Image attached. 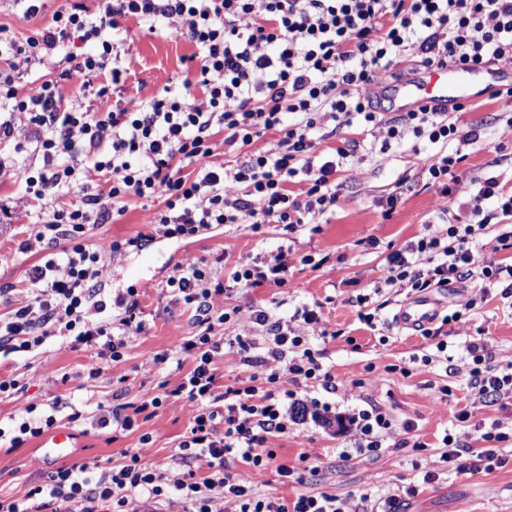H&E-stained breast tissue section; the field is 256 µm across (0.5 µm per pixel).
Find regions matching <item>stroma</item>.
<instances>
[{"label": "stroma", "mask_w": 512, "mask_h": 512, "mask_svg": "<svg viewBox=\"0 0 512 512\" xmlns=\"http://www.w3.org/2000/svg\"><path fill=\"white\" fill-rule=\"evenodd\" d=\"M114 40L121 64L134 74L124 92L131 101L153 97L178 82L184 70L183 57L196 51L187 41H175L136 24L129 34H115ZM511 113L512 102L485 95L468 100L465 110L458 112L460 124L472 123L480 128L485 147L470 152L462 163L463 177L455 194L448 198L426 188V178L419 172L412 150L413 136L396 143L387 141L385 130L380 128L369 133L355 125L342 129L341 137L362 141L365 157L343 165L337 172L339 199L335 212L322 217L319 225L299 227L294 234L298 254L325 255L328 263L318 270L296 267L283 288H260L251 297H216V306L224 309H244L251 299H264L281 315L293 313L302 304L320 302L326 319L341 331L338 338L314 343L322 364L341 388L335 397L338 410L356 405L358 397L344 396L343 391L359 383L361 395L382 406L396 428L411 424L427 443L422 450L383 448L347 456L343 453V435H328L310 422L297 427L287 438L274 440L273 451L279 461L292 466L298 465L303 455L318 458V472L305 475L302 483L286 486L275 472H266L264 491L288 497L298 493L329 492L342 497L365 493L376 499L400 486L415 490L406 499L405 512H512V460L488 474L459 475L440 469L437 448L444 433L457 436L496 419L512 420V404L475 408L469 423L463 425L456 418L458 408L466 404L467 344L481 339L492 346L496 356H512V298H502L496 285L478 278L454 282L434 292L433 298L444 314L463 311V304L471 296H484L474 309L463 311L462 320L448 324L452 360L445 367L410 363V356L419 358L427 354L428 348L417 332L393 322L405 295L385 291L388 304L382 311L383 322L376 329H367L356 316V300L366 294L386 254L414 236L435 232L437 211L445 207L454 210L467 201L472 178L491 170L499 175L505 191H512V125L507 122ZM396 193L402 200L391 219H384L379 201ZM158 207L155 201L130 200L120 221L91 226L87 241L101 244L135 234L151 223ZM29 222L25 210L20 209L10 223H0V287L8 289L0 296V314L9 311L11 301L22 297L26 269L42 260L37 254L28 261L16 252ZM283 238V230L275 226L258 235L249 225L229 224L189 243L159 238L141 251L106 260L98 283L104 306H88V318L97 322L113 320L119 313L117 298L135 287L144 294L149 331L132 338L123 361L117 364L102 358L96 348L72 349L69 339L59 336L25 359L0 353V376L15 375L23 384L17 394L0 396V422L19 416L26 405H42L57 396L83 404L92 415L98 403L136 401L144 393L156 391L160 382H177L180 374L175 365H157L155 357L193 336L194 328L187 318L166 313L158 283L166 280L177 264L202 259L211 265L224 253L236 259L270 251L280 246ZM371 238L377 240V247L368 246ZM92 366L100 368L101 375L95 393L89 394L80 389L77 376ZM52 371L68 373L71 379L65 384L48 380ZM443 387L448 397L442 402L438 395ZM189 417L188 403L168 401L136 431L114 436L92 429L77 434L63 458L40 447L35 439L18 448L0 446V498H22L30 487L43 483L51 471L64 464H119L124 450L138 447L140 435L146 432L153 437L148 462L165 464L185 432ZM433 469L439 470V479L425 481L426 472Z\"/></svg>", "instance_id": "1"}]
</instances>
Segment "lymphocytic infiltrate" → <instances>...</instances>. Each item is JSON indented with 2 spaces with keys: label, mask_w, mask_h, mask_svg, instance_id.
Instances as JSON below:
<instances>
[{
  "label": "lymphocytic infiltrate",
  "mask_w": 512,
  "mask_h": 512,
  "mask_svg": "<svg viewBox=\"0 0 512 512\" xmlns=\"http://www.w3.org/2000/svg\"><path fill=\"white\" fill-rule=\"evenodd\" d=\"M165 24L172 38L197 47L173 89L141 103H124L128 78L118 63L111 34L122 20ZM183 18L187 30L167 27ZM77 39L94 42L91 53H67L58 78L21 92V71L44 65ZM413 55L430 67L454 63L477 68L512 63V0H100L90 13L85 0H65L49 24L25 38L0 26V170L15 162L25 145L41 157L21 173L22 193L34 209L19 254L50 247V257L27 272L23 299L0 315V350L30 353L48 337L67 336L72 347L96 344L121 362L135 334L146 331L137 289L119 301L123 312L109 323L86 320L84 308L97 295L105 259L143 249L155 238L189 240L219 224H250L253 231L277 224L288 233L332 212L338 201L336 174L362 161L361 144L345 141L334 150L324 142L353 120L428 140L420 156L426 188L453 196L464 161L462 147L482 148L478 127H460L429 107L385 118L365 96L367 86L390 74L397 59ZM84 96L112 101L95 112L64 105L63 83ZM275 134L264 151L255 139ZM244 152L231 166L216 162L218 148ZM301 184L294 192L293 184ZM474 192L456 213L440 211V231L388 253L370 293L359 296L357 316L367 327L381 320L384 289L428 294L471 276L495 282L512 297V263L496 252L512 248V235L490 240V256L473 240L492 220L512 218V193L497 175L473 181ZM160 199L152 224L134 235L98 246L87 244L90 226L117 219L129 198ZM311 266L312 255L292 245L239 260L228 277L199 263L177 265L163 289L173 308L189 312L193 338L157 356L186 373L164 394L117 405L98 404L95 421L113 432H129L154 417L164 401L191 407L190 425L166 467L145 460L141 445L126 449L121 464L63 465L45 484L20 500L0 499V512H157L170 494L182 512H361L353 496L319 492L288 498L262 491L267 470L290 480L293 467L277 463L274 440L312 418L335 427L331 404L308 403L298 389L336 393L337 385L312 347L332 336L316 307L304 305L282 316L261 304L248 306L246 335H227L238 309H221L214 297L266 285L286 286L293 260ZM467 407L493 406L512 398V361L501 364L487 343L471 342ZM232 356L247 371L239 385L224 383L220 362ZM348 448L422 447L413 426L396 431L382 408L345 413ZM479 447L444 435L439 459L457 472H492L506 459L500 445L512 440V425L494 421L478 436Z\"/></svg>",
  "instance_id": "1"
}]
</instances>
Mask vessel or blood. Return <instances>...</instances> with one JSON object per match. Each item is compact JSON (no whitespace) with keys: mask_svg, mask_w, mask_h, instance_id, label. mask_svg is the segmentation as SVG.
<instances>
[{"mask_svg":"<svg viewBox=\"0 0 512 512\" xmlns=\"http://www.w3.org/2000/svg\"><path fill=\"white\" fill-rule=\"evenodd\" d=\"M479 82L488 90L504 86L500 71L486 73L480 69L445 65L429 69L422 79L402 85L400 94L414 107L428 105L449 110L467 101L472 87ZM436 312L432 299L412 300L400 307L396 319L401 326L414 328L428 324Z\"/></svg>","mask_w":512,"mask_h":512,"instance_id":"obj_1","label":"vessel or blood"}]
</instances>
